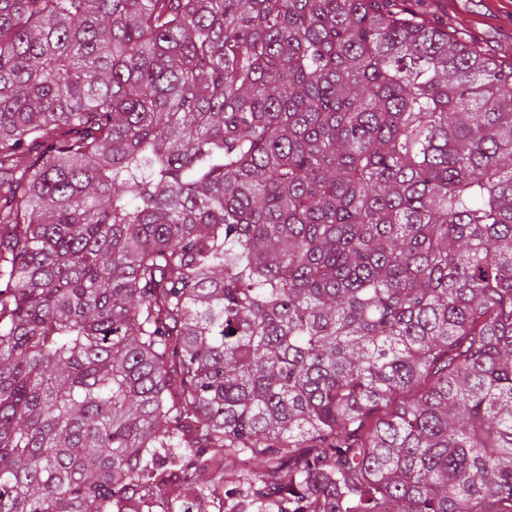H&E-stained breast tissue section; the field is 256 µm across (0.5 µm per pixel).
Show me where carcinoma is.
I'll list each match as a JSON object with an SVG mask.
<instances>
[{"mask_svg":"<svg viewBox=\"0 0 512 512\" xmlns=\"http://www.w3.org/2000/svg\"><path fill=\"white\" fill-rule=\"evenodd\" d=\"M402 2L0 0V512H512V63Z\"/></svg>","mask_w":512,"mask_h":512,"instance_id":"cac0c4a2","label":"carcinoma"}]
</instances>
